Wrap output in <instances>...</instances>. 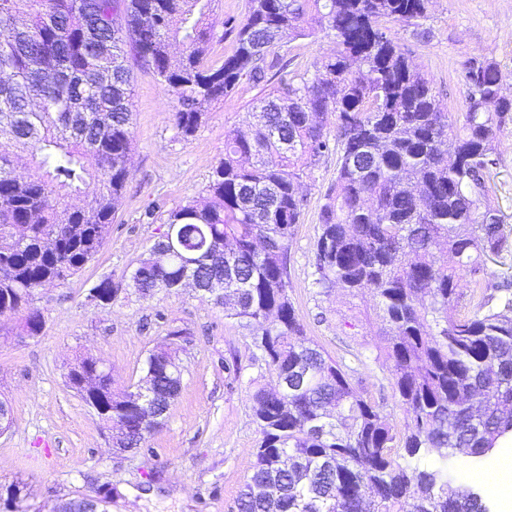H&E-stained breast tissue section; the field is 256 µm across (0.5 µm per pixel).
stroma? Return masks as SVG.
I'll return each mask as SVG.
<instances>
[{"label":"stroma","instance_id":"35a3bbf8","mask_svg":"<svg viewBox=\"0 0 512 512\" xmlns=\"http://www.w3.org/2000/svg\"><path fill=\"white\" fill-rule=\"evenodd\" d=\"M248 0H217L210 17L214 38L209 60L231 53L234 35L227 18H243ZM428 38L412 28L397 38L411 61L430 76L450 109L463 88L458 74L466 60L496 61L512 94V0H432L425 23ZM331 47L329 38L298 39L278 48L288 72L312 68ZM133 150L130 175L99 252L65 284L39 289L32 301L44 317L34 338H19L23 312L0 316V399L12 408L13 426L0 435V497L23 485L30 512H51L59 499L117 487L110 512H236L239 490L253 472L259 433L251 416L254 380L272 376L255 361L250 333L222 306L188 288L160 289L143 297L131 286L139 260L166 231L169 209L201 197L213 166L224 156V135L243 126L247 112L271 88L242 81L232 97L205 107L195 136L177 135L169 114L174 98L135 55ZM490 169L491 199L501 218L506 247L486 258V284L512 280V124L500 133ZM337 156L329 154L305 178L304 219L290 242L288 294L307 337L330 357L358 370L368 397L385 401L396 427L404 415L392 389L390 365L379 352L383 322L371 292L352 296L315 283L314 245L324 194L336 178ZM111 279L119 291L103 305L92 288ZM185 329L177 351L182 387L163 425L147 433L140 451L118 452L64 375L79 357H100L112 366V388L138 384L145 360L169 327ZM237 363L238 376L224 371ZM503 450L474 461L456 462L459 483L482 493L491 512H512V486L500 461Z\"/></svg>","mask_w":512,"mask_h":512}]
</instances>
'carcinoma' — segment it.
<instances>
[{
	"label": "carcinoma",
	"instance_id": "cac0c4a2",
	"mask_svg": "<svg viewBox=\"0 0 512 512\" xmlns=\"http://www.w3.org/2000/svg\"><path fill=\"white\" fill-rule=\"evenodd\" d=\"M215 0H0V137L26 151L36 175L14 173L0 151V314L27 309L23 331L42 327L35 291L63 282L93 258L130 174L133 146L127 49L175 96L170 121L187 139L204 105L244 79H280L224 137L202 203L168 212L175 247L166 264L141 261L142 296L190 279L201 297L251 331L256 359L276 380L301 386L251 393L261 438L237 512H488L459 484V454L482 459L512 437V297L460 317L462 274H486L483 257L504 249L487 174L495 142L512 121L505 75L472 57L465 96L448 121L433 79L412 65L390 24L420 28L431 0H249L225 22L234 48L208 61ZM322 34L331 49L313 72L290 74L270 58L286 41ZM180 43L175 57L171 46ZM335 138H330V128ZM341 147L325 194L315 283L325 291L373 292L385 324L392 388L405 412L398 432L353 382L356 370L304 333L288 295V253L301 223L307 171ZM94 182L81 208L66 199ZM96 374L98 421L128 430L138 449L178 397L182 370L170 349L149 355L153 395L112 392L102 360L78 359L70 388Z\"/></svg>",
	"mask_w": 512,
	"mask_h": 512
}]
</instances>
